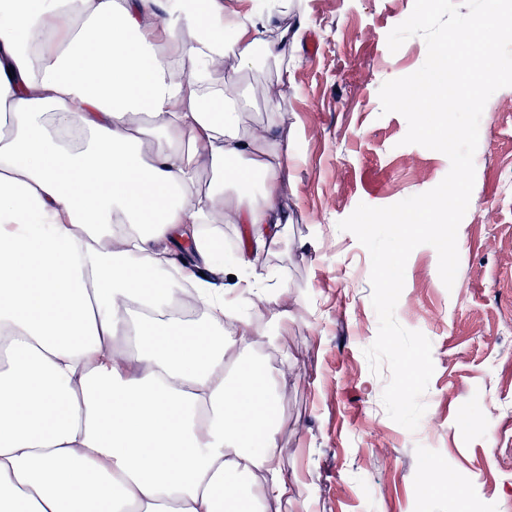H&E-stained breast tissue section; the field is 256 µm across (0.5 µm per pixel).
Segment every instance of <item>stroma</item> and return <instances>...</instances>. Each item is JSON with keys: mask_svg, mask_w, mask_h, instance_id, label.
Here are the masks:
<instances>
[{"mask_svg": "<svg viewBox=\"0 0 512 512\" xmlns=\"http://www.w3.org/2000/svg\"><path fill=\"white\" fill-rule=\"evenodd\" d=\"M413 6L296 0L291 18L307 31L293 59L259 54L244 78L245 123H259L270 105L253 88L276 84L300 155L280 188L288 246L242 274L262 272L284 290L259 315L269 333L255 348L285 372L283 472L310 512H512V87L490 97L480 120L453 287L432 246L407 260L395 317L431 341L434 363L416 431L383 407L390 375L373 374L364 355L378 332L370 256L337 227L358 204H395L449 171L443 153L404 144L401 114L381 112V85L426 60L421 37L394 53L387 45ZM430 462L457 475L459 495L425 492Z\"/></svg>", "mask_w": 512, "mask_h": 512, "instance_id": "obj_1", "label": "stroma"}]
</instances>
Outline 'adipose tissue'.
I'll list each match as a JSON object with an SVG mask.
<instances>
[{
	"label": "adipose tissue",
	"instance_id": "adipose-tissue-1",
	"mask_svg": "<svg viewBox=\"0 0 512 512\" xmlns=\"http://www.w3.org/2000/svg\"><path fill=\"white\" fill-rule=\"evenodd\" d=\"M280 14L0 0V512H309L242 315L279 288L226 296L172 257L212 263L219 218L282 246L295 155L281 104L246 128L241 89L258 47L300 44Z\"/></svg>",
	"mask_w": 512,
	"mask_h": 512
}]
</instances>
